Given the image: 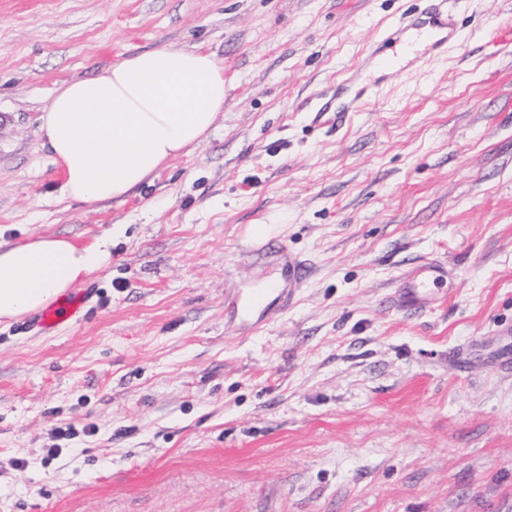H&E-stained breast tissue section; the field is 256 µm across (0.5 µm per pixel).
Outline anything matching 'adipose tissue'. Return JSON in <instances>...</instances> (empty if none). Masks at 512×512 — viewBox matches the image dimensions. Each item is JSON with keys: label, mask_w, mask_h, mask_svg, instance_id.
I'll return each mask as SVG.
<instances>
[{"label": "adipose tissue", "mask_w": 512, "mask_h": 512, "mask_svg": "<svg viewBox=\"0 0 512 512\" xmlns=\"http://www.w3.org/2000/svg\"><path fill=\"white\" fill-rule=\"evenodd\" d=\"M224 108V66L202 49L163 46L59 85L41 130L64 174L63 198L88 205L120 199L198 146ZM109 239L0 242V319L46 308L102 268Z\"/></svg>", "instance_id": "obj_1"}]
</instances>
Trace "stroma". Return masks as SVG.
<instances>
[{
  "instance_id": "obj_1",
  "label": "stroma",
  "mask_w": 512,
  "mask_h": 512,
  "mask_svg": "<svg viewBox=\"0 0 512 512\" xmlns=\"http://www.w3.org/2000/svg\"><path fill=\"white\" fill-rule=\"evenodd\" d=\"M436 3L444 56L375 75L388 28ZM510 18L0 0V240L112 238L84 320L0 322V512H512V44L488 36ZM160 46L223 64L212 129L124 198L62 199L52 91ZM357 71L362 109L316 119ZM428 262L451 283L405 311ZM268 281L293 298L267 321L225 312ZM448 275L449 272L438 264L431 263L414 268L402 277L396 300L403 308H419L425 303L434 282Z\"/></svg>"
}]
</instances>
